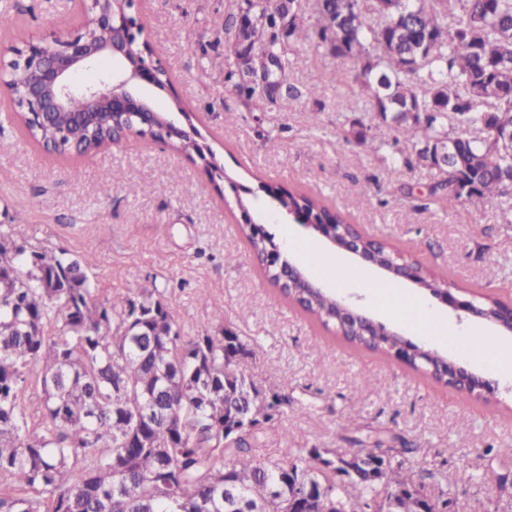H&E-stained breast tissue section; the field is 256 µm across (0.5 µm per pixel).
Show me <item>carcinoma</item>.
I'll return each mask as SVG.
<instances>
[{"label": "carcinoma", "instance_id": "carcinoma-1", "mask_svg": "<svg viewBox=\"0 0 512 512\" xmlns=\"http://www.w3.org/2000/svg\"><path fill=\"white\" fill-rule=\"evenodd\" d=\"M413 21L381 19L371 28L356 0H325L336 22L315 11L317 34L336 57L356 61L357 81L385 125L396 154L391 175L422 163L430 148L450 136L458 156L438 171L439 199L478 208L496 200L512 212V147L498 134L512 127V0H405ZM250 25L248 52L254 76L224 67V82L249 110L264 109L302 92L288 84L290 51L311 36L306 23L285 25L279 0H242L224 24V39H237L240 15ZM482 89L494 104L486 116L471 102ZM406 112H423L417 121ZM479 132L452 136L448 119ZM112 126L70 128L83 151L112 147ZM171 147L190 160L199 142L183 136ZM287 211L317 212L326 224L345 216L300 192L275 194ZM257 259L274 243L242 228ZM282 294L325 326L336 323L337 298L314 291L306 280ZM343 339L359 349L390 355L400 337L380 325H353ZM242 339L224 345V332L184 336L163 295L143 288L126 305L109 304L87 274L83 259L64 249L20 243L0 225V476L17 492L0 493V512H228L229 490L239 493L235 512H286L288 472L311 479L340 498L344 512H368L378 486L364 475L336 479L315 462L316 448H298L283 460L262 453L255 427L275 425L288 397L248 389ZM41 401L30 411V380ZM246 415L253 428L225 444L224 412ZM402 447L363 449L384 465L381 486L405 491L400 512H420L409 489L438 484L431 471L416 473L396 457Z\"/></svg>", "mask_w": 512, "mask_h": 512}]
</instances>
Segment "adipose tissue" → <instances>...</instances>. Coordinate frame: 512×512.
Returning a JSON list of instances; mask_svg holds the SVG:
<instances>
[{"mask_svg": "<svg viewBox=\"0 0 512 512\" xmlns=\"http://www.w3.org/2000/svg\"><path fill=\"white\" fill-rule=\"evenodd\" d=\"M299 251L306 263L318 269L337 289H364L370 302L387 318L410 326H421L424 335L449 347L460 348L468 357L496 367L503 381L512 380V355L503 351L481 327H472L467 339H458L447 319L426 302L391 284H381L362 268H349L342 259L333 257L317 246L306 243Z\"/></svg>", "mask_w": 512, "mask_h": 512, "instance_id": "ef3b65f1", "label": "adipose tissue"}]
</instances>
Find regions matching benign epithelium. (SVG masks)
Here are the masks:
<instances>
[{
  "instance_id": "7a95c632",
  "label": "benign epithelium",
  "mask_w": 512,
  "mask_h": 512,
  "mask_svg": "<svg viewBox=\"0 0 512 512\" xmlns=\"http://www.w3.org/2000/svg\"><path fill=\"white\" fill-rule=\"evenodd\" d=\"M81 19L71 29L52 33L47 38L30 39L22 45L0 47V55L11 54L13 59L0 68V88L5 90L14 104V112L26 123L42 130L54 128L56 116L67 111V103L74 95L85 99V109L73 115L78 125L93 124L112 114L121 112L131 122L142 127L155 125L158 110L148 99L152 90L176 94L173 85L164 77L165 69L153 59L150 44L139 42L141 35L133 13L135 0H76ZM316 0H281L283 9L295 21L303 20L307 3ZM373 10L383 18L404 13V0H372ZM112 57V74L91 85L78 86L74 75L95 58ZM333 245L359 256L377 266L372 239L359 230L348 234L336 232L329 239ZM385 272L395 278L418 283L425 275L422 265L415 259L396 261ZM436 297L448 308L463 312L480 322H489L485 314L484 299L469 294L462 288L445 285ZM361 318L372 324V319L340 303L336 316L341 329L351 325V319ZM448 385L469 395L495 397L496 390L474 372L448 364ZM402 493L384 490L373 502L372 512H398ZM307 499L306 488L295 485L288 495V512H306L302 509Z\"/></svg>"
}]
</instances>
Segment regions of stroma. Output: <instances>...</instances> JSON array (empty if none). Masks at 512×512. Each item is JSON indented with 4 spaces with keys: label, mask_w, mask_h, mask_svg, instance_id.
<instances>
[{
    "label": "stroma",
    "mask_w": 512,
    "mask_h": 512,
    "mask_svg": "<svg viewBox=\"0 0 512 512\" xmlns=\"http://www.w3.org/2000/svg\"><path fill=\"white\" fill-rule=\"evenodd\" d=\"M235 0H140L138 11L154 59L167 69L193 123L211 147L217 171L170 146L131 136L81 157L50 154L35 144L0 92V224L16 239L84 256L99 298L123 303L140 289H164L183 335L228 329L256 348L246 358L252 380L282 387L286 410L269 446L278 455L317 446L355 449L380 435L415 446L406 467L473 481L446 491L456 512H512V495L482 480L491 468L512 469V397L484 402L448 388L382 355L360 350L310 319L263 276L241 231L249 211L280 244L289 237L360 258L279 211L273 192L320 196L362 233L415 257L425 270L474 294L512 299V217L498 204L474 210L429 195L434 171L417 167L394 181L381 154L359 145L393 138L365 106L353 62L328 54L318 38L297 45L289 81L295 100L246 109L231 87L214 82L226 63L224 20ZM66 0H0V44L40 38L72 23ZM340 72L342 84L324 82ZM319 92L305 96L306 88ZM238 120L225 128V111ZM136 193H128L127 185ZM361 208H351L355 198ZM234 255L236 265L225 263ZM296 266L304 261L288 251ZM249 267L250 275L239 273ZM224 301L223 321L198 300Z\"/></svg>",
    "instance_id": "obj_1"
}]
</instances>
